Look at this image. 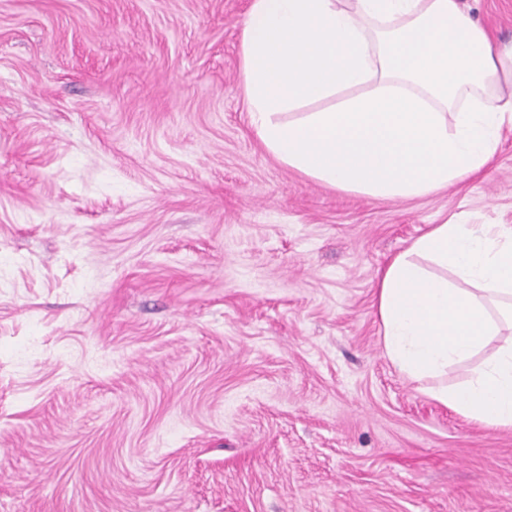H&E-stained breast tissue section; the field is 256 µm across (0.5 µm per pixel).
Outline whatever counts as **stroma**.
Listing matches in <instances>:
<instances>
[{"label": "stroma", "mask_w": 512, "mask_h": 512, "mask_svg": "<svg viewBox=\"0 0 512 512\" xmlns=\"http://www.w3.org/2000/svg\"><path fill=\"white\" fill-rule=\"evenodd\" d=\"M251 2L0 0V512H512V428L402 375L376 296L512 225V128L425 197L309 180L251 124Z\"/></svg>", "instance_id": "obj_1"}]
</instances>
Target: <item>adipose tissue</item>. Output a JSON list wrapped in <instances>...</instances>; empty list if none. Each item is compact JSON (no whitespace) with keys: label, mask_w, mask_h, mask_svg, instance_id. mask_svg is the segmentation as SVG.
<instances>
[{"label":"adipose tissue","mask_w":512,"mask_h":512,"mask_svg":"<svg viewBox=\"0 0 512 512\" xmlns=\"http://www.w3.org/2000/svg\"><path fill=\"white\" fill-rule=\"evenodd\" d=\"M241 85L276 159L380 201L480 174L512 127V44L494 46L459 0H252ZM377 309L399 372L444 376L512 324V226L434 225L380 276ZM500 338L467 381L429 396L512 427V336Z\"/></svg>","instance_id":"obj_1"}]
</instances>
